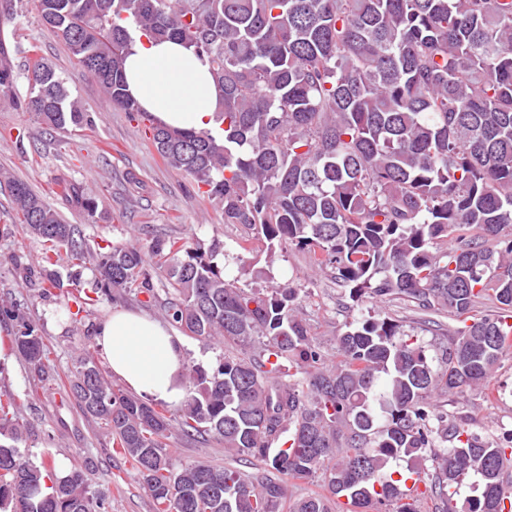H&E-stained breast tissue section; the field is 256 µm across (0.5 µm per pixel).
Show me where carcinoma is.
<instances>
[{
	"mask_svg": "<svg viewBox=\"0 0 512 512\" xmlns=\"http://www.w3.org/2000/svg\"><path fill=\"white\" fill-rule=\"evenodd\" d=\"M38 20L94 74L106 100L131 116L124 59L141 33L169 40L209 66L219 91L224 139L153 123L151 142L170 169L191 178L202 201L223 206L224 223L288 247L333 275L357 303L405 298L430 318L464 315L486 297L497 313L458 331L439 366L401 321H354L337 338L334 367L296 314L297 289L246 291L208 249L179 237L145 248L87 249L46 196L7 178L15 223L39 239L46 263L66 255L69 278L91 265L92 293L145 294L155 281L170 297V324L202 343L219 337L241 350L193 369L180 409L116 388L86 356L69 376L81 412L122 448L161 512H419L407 481L442 512H506L509 448L447 422L433 394L485 383L512 337V0H33ZM27 91L7 62L0 34V96L55 131L88 125L68 78L37 47ZM86 222L101 219L96 195L61 179ZM480 235L468 237L467 229ZM457 247L441 249L448 238ZM493 241L496 247L487 246ZM13 346L39 379L51 351L15 303ZM20 403L0 396V512H103L77 469L58 476L23 457ZM224 444L234 461L177 465L173 431ZM450 441L452 447L442 444ZM431 456L435 473L417 462ZM411 463L398 478L392 459ZM481 495L448 504L467 474ZM316 480L326 493L290 501L288 483Z\"/></svg>",
	"mask_w": 512,
	"mask_h": 512,
	"instance_id": "carcinoma-1",
	"label": "carcinoma"
}]
</instances>
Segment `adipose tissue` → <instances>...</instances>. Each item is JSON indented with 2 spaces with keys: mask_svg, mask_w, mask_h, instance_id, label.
<instances>
[{
  "mask_svg": "<svg viewBox=\"0 0 512 512\" xmlns=\"http://www.w3.org/2000/svg\"><path fill=\"white\" fill-rule=\"evenodd\" d=\"M131 95L163 124L221 136L218 91L196 56L171 42L135 38L125 61ZM96 343L114 377L132 393L181 404L184 342L168 324L145 314L117 310L97 327Z\"/></svg>",
  "mask_w": 512,
  "mask_h": 512,
  "instance_id": "1",
  "label": "adipose tissue"
}]
</instances>
